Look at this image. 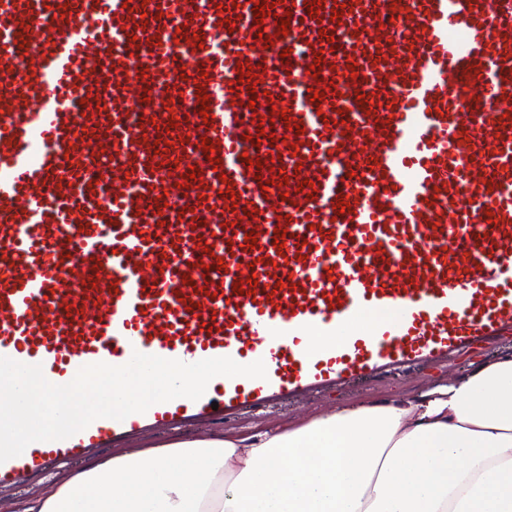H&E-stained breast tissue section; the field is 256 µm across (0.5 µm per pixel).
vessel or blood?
<instances>
[{"label": "vessel or blood", "instance_id": "obj_1", "mask_svg": "<svg viewBox=\"0 0 512 512\" xmlns=\"http://www.w3.org/2000/svg\"><path fill=\"white\" fill-rule=\"evenodd\" d=\"M274 2L0 0V356L267 371L32 443L0 490L512 335V0Z\"/></svg>", "mask_w": 512, "mask_h": 512}]
</instances>
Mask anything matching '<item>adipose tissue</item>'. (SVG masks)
Returning <instances> with one entry per match:
<instances>
[{"label":"adipose tissue","mask_w":512,"mask_h":512,"mask_svg":"<svg viewBox=\"0 0 512 512\" xmlns=\"http://www.w3.org/2000/svg\"><path fill=\"white\" fill-rule=\"evenodd\" d=\"M11 512H512V350L285 427L91 458Z\"/></svg>","instance_id":"obj_1"}]
</instances>
